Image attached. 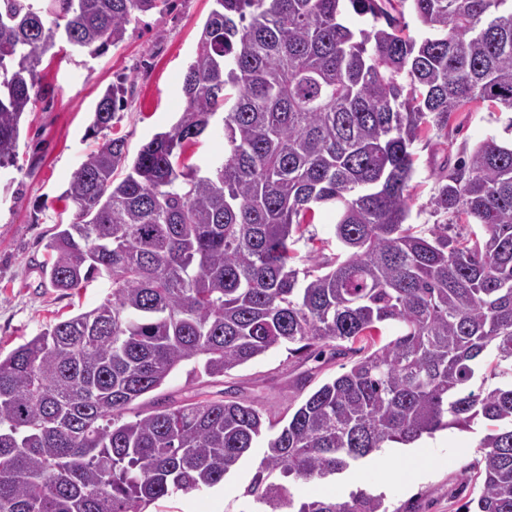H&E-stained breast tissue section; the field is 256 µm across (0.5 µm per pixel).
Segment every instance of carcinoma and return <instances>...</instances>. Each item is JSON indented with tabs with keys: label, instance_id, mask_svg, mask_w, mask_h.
<instances>
[{
	"label": "carcinoma",
	"instance_id": "cac0c4a2",
	"mask_svg": "<svg viewBox=\"0 0 512 512\" xmlns=\"http://www.w3.org/2000/svg\"><path fill=\"white\" fill-rule=\"evenodd\" d=\"M214 2L176 123L131 161L124 139L105 141L64 191L72 218L42 275L61 291L104 277L112 294L0 357V512H146L221 483L265 434L254 512H388L363 489L297 500L289 481L480 421L478 491L457 512H512V140L439 175L435 210L480 232L408 223L422 134L481 102L512 135V0ZM165 3L0 0V170L48 94L43 57L99 56ZM347 4L370 23L342 24ZM125 93L103 90L90 131ZM208 130L224 156L186 164ZM325 205L336 253L320 262L298 244ZM285 345L347 364L281 427L243 398L135 405L181 365L220 377Z\"/></svg>",
	"mask_w": 512,
	"mask_h": 512
}]
</instances>
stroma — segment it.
I'll return each instance as SVG.
<instances>
[{
  "instance_id": "35a3bbf8",
  "label": "stroma",
  "mask_w": 512,
  "mask_h": 512,
  "mask_svg": "<svg viewBox=\"0 0 512 512\" xmlns=\"http://www.w3.org/2000/svg\"><path fill=\"white\" fill-rule=\"evenodd\" d=\"M212 8L213 0H167L162 12L132 21L124 42L101 56L44 57L40 78L49 94L22 118L16 167L0 171L1 353L94 308L111 294L112 285L104 279L57 291L41 278L45 245L55 226L71 218L72 206L63 193L84 156L104 140L124 137L133 156L155 133L177 121L185 105L182 76L196 55ZM124 78L133 83L125 109L110 128L89 134L101 91ZM506 122V115L471 104L452 114L447 134L431 133L413 144L411 223L444 224L452 236L466 232V225L434 212L430 204L437 172L456 167L487 136L502 135ZM341 363L329 354L304 360L277 347L223 377L195 376L188 367H179L160 392L178 399L198 393L220 399L233 392L273 418L285 419L309 394L339 375ZM484 433V425L478 424L470 431L452 428L423 437L430 462L411 481L400 445L362 459L335 481H299L292 491L299 499L343 501L363 489L383 495L389 512H456L473 492L465 476L480 456L478 443ZM265 450V440H258L223 482L174 494L159 502V512H247L244 491Z\"/></svg>"
}]
</instances>
